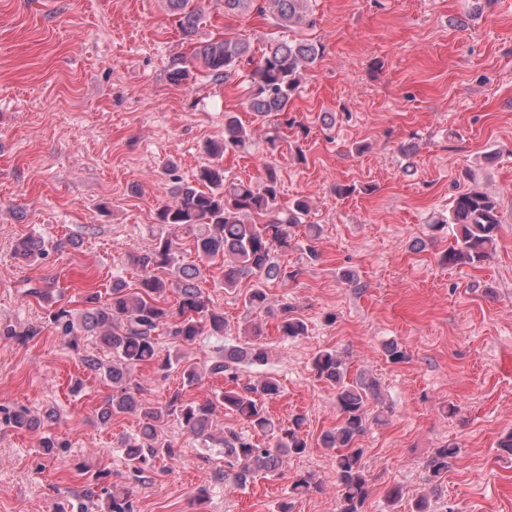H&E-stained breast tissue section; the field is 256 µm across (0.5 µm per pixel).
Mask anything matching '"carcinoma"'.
I'll use <instances>...</instances> for the list:
<instances>
[{
    "label": "carcinoma",
    "mask_w": 512,
    "mask_h": 512,
    "mask_svg": "<svg viewBox=\"0 0 512 512\" xmlns=\"http://www.w3.org/2000/svg\"><path fill=\"white\" fill-rule=\"evenodd\" d=\"M169 9L178 16L182 35L192 39L203 11L191 5V0H167ZM224 14H243L251 9L269 13L271 23L283 29L308 27L310 0H223ZM320 50L309 40H271L264 47L259 62L253 61L250 44L224 36L197 43L192 66L182 58L172 60V76L187 79L190 69L204 74L214 82H222L233 73L249 66L250 91L248 109L255 118H275L265 131L266 149L275 154L281 148L285 131L296 124L289 108L305 73L315 63ZM252 129L238 117L224 118V141L212 142L208 151L220 157L228 151L240 150L252 139ZM264 176L258 185L233 181L219 164L204 166L197 184L179 187V201L157 209L156 221L161 233L152 247L143 253H133L130 261L139 270L137 287L131 288L122 278L112 281V287L101 292L92 290L86 296L89 307L75 315L58 307L48 308V322L63 335L80 329L95 332L112 354L104 362L95 354L81 358L82 366L98 373L112 384V395L99 407L98 420L107 424L112 416L136 413L141 419L139 433L124 444V460L128 473L135 480L143 478L145 467L157 461H177L183 449L163 437L161 430L170 421L200 440L204 447L224 449V469L214 471L217 482L243 486L260 478L280 474L284 457L301 456L307 452L304 436L305 418L294 415L288 424L276 422L270 416L265 401L279 395L280 385L273 377L241 382V368L263 365L269 352L259 342L261 331L254 326L244 329L249 338L210 360L200 369L186 361L183 348L194 344L198 337L224 335V313L215 309L200 286L206 266L185 263L182 250L188 249L200 260L222 259L224 289L234 290L242 279H256L255 287L243 297L248 309L265 308L268 294L263 282L292 277L275 261V253L291 246L295 230L304 228L303 251L307 259H319L318 241L321 228L306 224L304 218L311 205L297 198L284 207L280 203L281 185L276 167L263 166ZM441 224L455 226V246L441 255L439 262L448 266H477L487 261L497 243L501 224L497 200L473 187L457 194L448 208V219ZM439 224V225H441ZM434 225V228H439ZM25 257H38L44 252V241L29 236L17 246ZM175 289L172 303L168 290ZM172 338L174 346L160 355L159 330ZM281 336L296 338L306 332L303 321L281 311L278 326ZM143 367L153 370H181L182 386L193 388L207 378L224 379V390L204 399L186 398L181 391L161 405L142 397L140 386L131 380L133 371ZM315 377L336 386V425L321 435L323 447L336 451L335 472L341 497L340 512H363L369 497L370 483L363 463V449L358 439L372 424L385 421L387 412L374 410L379 402L380 388L376 378L361 372L347 377L348 368L333 350H323L312 359ZM235 414L248 431L226 427L213 430L217 408ZM0 420L17 428L29 429L41 424L24 408L11 410L0 406ZM458 448L444 445L435 449L425 469L433 485L448 473V460ZM106 512H135L130 489L114 482L105 489Z\"/></svg>",
    "instance_id": "1"
}]
</instances>
